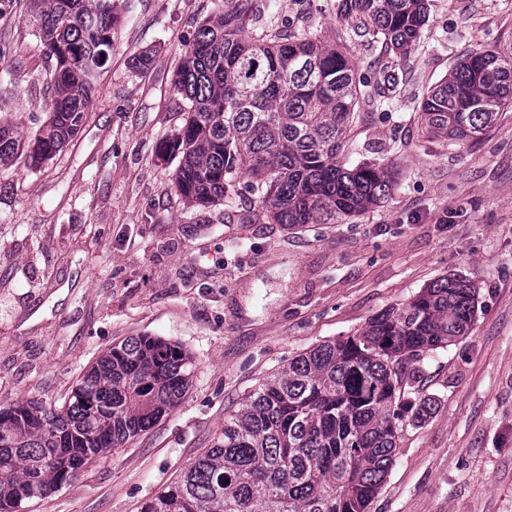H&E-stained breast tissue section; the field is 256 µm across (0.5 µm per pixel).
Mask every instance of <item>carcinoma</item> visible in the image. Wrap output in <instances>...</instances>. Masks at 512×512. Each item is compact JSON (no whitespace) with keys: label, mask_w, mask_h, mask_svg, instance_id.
Listing matches in <instances>:
<instances>
[{"label":"carcinoma","mask_w":512,"mask_h":512,"mask_svg":"<svg viewBox=\"0 0 512 512\" xmlns=\"http://www.w3.org/2000/svg\"><path fill=\"white\" fill-rule=\"evenodd\" d=\"M255 2L221 0L217 20L199 27L177 70L187 115L164 143L179 157L177 190L191 207L228 205L245 190L270 224L359 216L392 190L388 169L341 162L356 107L377 84L357 76L343 49L291 34L273 18L248 35ZM28 11L54 60L49 120L27 154L39 168L80 130L117 17L112 0H28ZM339 14L345 37L399 56L428 22L427 0H341ZM510 105L512 55L473 51L428 92L420 122L433 137L473 141ZM24 148L0 121V165ZM477 297L471 282L446 277L359 334L298 355L141 512H367L394 461L403 361L466 335ZM189 365L179 346L132 336L96 360L63 406L0 407V512L56 493L151 428L188 389Z\"/></svg>","instance_id":"1"}]
</instances>
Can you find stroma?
<instances>
[{
	"instance_id": "35a3bbf8",
	"label": "stroma",
	"mask_w": 512,
	"mask_h": 512,
	"mask_svg": "<svg viewBox=\"0 0 512 512\" xmlns=\"http://www.w3.org/2000/svg\"><path fill=\"white\" fill-rule=\"evenodd\" d=\"M338 2L257 0L249 32L286 20L347 44L368 80L395 73L347 136V166L396 174L391 197L364 215L291 227L246 221V198L184 205L179 160L158 149L184 121L174 74L217 0H115L112 53L79 132L42 168L22 155L0 166V407L62 405L131 336L191 358L173 411L25 512H141L295 356L449 275L478 288L477 321L408 364L395 462L369 512H512V108L473 142L424 135L418 121L469 51L512 50V0H428L421 42L402 59L343 41ZM145 52L149 70H133ZM51 68L23 0H0V118L20 136L48 116Z\"/></svg>"
}]
</instances>
